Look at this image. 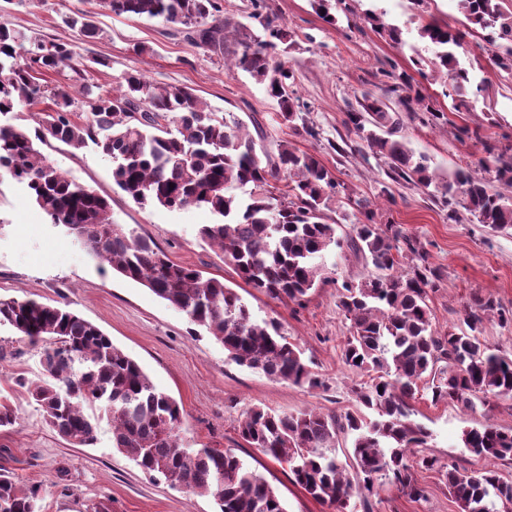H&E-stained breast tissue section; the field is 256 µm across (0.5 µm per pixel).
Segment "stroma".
Here are the masks:
<instances>
[{"mask_svg": "<svg viewBox=\"0 0 512 512\" xmlns=\"http://www.w3.org/2000/svg\"><path fill=\"white\" fill-rule=\"evenodd\" d=\"M222 5L220 54L192 44L161 19L117 16L99 0H0V25L73 43L91 63L92 85L112 89L127 71L137 69L154 84L191 88L212 111L236 115L268 157L277 156L284 142L317 155L354 197L372 203L379 224L397 225L425 245L430 262L443 273L441 287L430 296L433 326L439 333L461 326L464 306L473 294L493 296L511 308L512 232L488 233L468 215L456 223L449 221L447 209L427 191L393 181L384 160L363 159L345 123L357 94L385 92L391 83L389 68L412 70L415 51L426 48L417 36L421 24H464L458 0H424L420 5L414 0H338L331 9V23L316 13L311 0H265L275 24L295 33L288 65L306 105L302 117L315 130L311 136L283 123L277 102L248 73L229 69V60L241 50V39L261 37L265 31L252 17L251 0H223ZM370 11L400 27L401 44L372 29L365 20ZM85 12L102 31L98 39L87 40L65 24L67 17ZM482 44L476 31L457 51L476 84L467 108L455 109L443 94V77L431 72L415 82L436 101L443 118L425 125L417 113L400 114V136L414 152L427 155L443 175L475 165L488 144L512 154V79L492 68ZM99 57L104 65H96ZM40 150L67 176L105 197L115 223L151 239L175 263L223 280L256 319H277L300 345L323 385L309 389L275 382L230 360L223 347L185 314L100 264L65 227L52 223L24 184L8 177L0 179V298L68 303L135 359L159 391L178 402L183 409L181 435L188 445L233 449L276 490L286 512H329L290 480L286 466L241 440L237 426L252 407L291 413L339 412L355 406L353 389L368 376L350 370L341 359L350 322L337 306V289L343 282L374 274V267L332 248L321 259L323 280L303 304L271 299L246 286L220 250L200 239V226L217 221L207 208L169 210L151 202L135 203L116 186L111 158L94 143L76 150L52 138ZM0 340L13 352L0 361V393L9 397L17 416L14 426L0 429V469L12 473L20 485L39 486L42 512H91L100 502L109 504L112 512H217L211 497L153 480L117 452L108 423H101L92 447L67 443L14 384L15 377L40 375V348L18 342L15 331L3 324ZM410 408L413 420L431 433L426 455L442 463L453 459L468 469L482 468L485 461L464 447V430L488 417L512 429V401L489 410H464L451 403H432L429 395L419 394ZM61 465L70 472L68 481L57 477ZM415 477L425 489L423 499L410 500L386 486L368 497H353V512H457L437 470L419 468Z\"/></svg>", "mask_w": 512, "mask_h": 512, "instance_id": "stroma-1", "label": "stroma"}]
</instances>
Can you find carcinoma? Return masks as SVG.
Listing matches in <instances>:
<instances>
[{
  "label": "carcinoma",
  "mask_w": 512,
  "mask_h": 512,
  "mask_svg": "<svg viewBox=\"0 0 512 512\" xmlns=\"http://www.w3.org/2000/svg\"><path fill=\"white\" fill-rule=\"evenodd\" d=\"M116 16L160 17L187 40L224 53L220 0H104ZM469 27L484 31L490 61L512 77V9L503 0H459ZM252 18L282 44L290 32L262 13L254 0ZM366 19L401 43V31L386 27L370 12ZM66 24L86 38L100 29L87 14ZM419 38L433 47L430 58L413 59L417 69L443 72L450 90L465 105L469 73L454 48L465 33L447 24L427 22ZM232 67L240 68L275 99L283 121L292 124L301 111L293 74L276 57L269 40L241 42ZM67 67L70 80L88 97L84 119H75L66 90L53 93L54 108L38 126L11 122L9 114L45 98L33 72ZM393 83L378 96L364 92L347 112L346 124L363 154L384 159L390 177L429 191L448 219L464 210L493 232L512 228V196L491 189L512 187V156L494 153L478 160L475 170L442 177L424 155L397 137L401 118L396 106L420 107L433 119L442 113L414 88L406 72L389 74ZM396 96L390 103L389 96ZM54 138L74 149L95 143L112 158V178L132 200H151L168 209L205 206L218 218L203 224L200 237L217 246L224 260L249 287L273 300L300 303L316 287L318 258L330 247L350 251L371 263L377 274L338 289V307L351 322L342 349L344 363L371 374L356 387L357 407L336 413L303 410L279 414L261 407L245 412L240 438L250 447L286 465L293 482L332 512H349L351 498L389 484L412 499L425 490L414 477L417 467L437 469L459 512H512V482L492 466L512 460V430L486 421L462 433L464 447L487 460L467 469L417 452L430 434L411 419L409 400L429 391L435 403L450 402L473 410L512 400V358L481 340L485 322L512 323V309L475 296L464 307L463 327L441 335L433 329L429 294L442 276L417 239L393 224L381 227L371 204L354 201L357 214L350 231L338 229L349 215L332 223L325 210L347 187L313 154L279 145L277 160L263 162L241 120L219 116L188 87L153 85L139 70L127 72L120 88L93 93L88 70L67 41L32 39L0 26V178L26 184L34 203L113 271L132 280L183 312L224 347L234 362L263 372L274 381L319 388L323 381L288 340L274 318H254L233 289L206 278L192 267L173 262L152 240L117 224L109 201L69 178L49 163L39 145ZM288 178V191L277 195L270 181ZM174 187H169V184ZM409 265L410 272L401 267ZM19 339L42 346V376L18 377L15 384L37 405L45 423L74 447L97 442L102 419L112 430V447L130 457L154 480L212 497L218 512H286L275 489L232 449L189 448L180 435L181 409L158 391L142 367L97 325L65 303L36 299H0V324ZM96 406L101 414L88 413ZM352 436L351 450L339 458L336 440ZM39 487L21 488L0 472V512H40Z\"/></svg>",
  "instance_id": "carcinoma-1"
}]
</instances>
